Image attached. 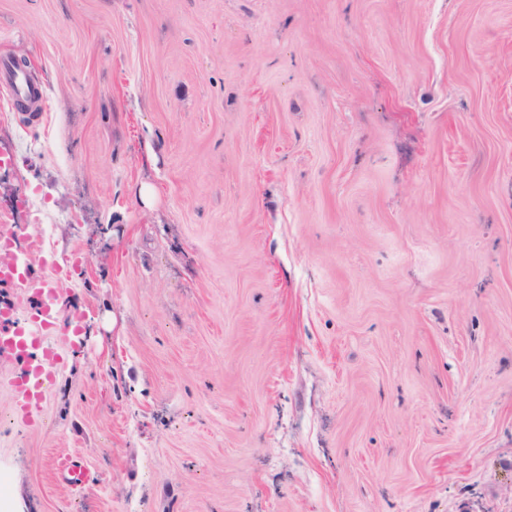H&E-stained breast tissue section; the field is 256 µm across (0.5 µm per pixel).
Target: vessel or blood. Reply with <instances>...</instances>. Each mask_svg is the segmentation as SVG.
<instances>
[{"label":"vessel or blood","instance_id":"vessel-or-blood-1","mask_svg":"<svg viewBox=\"0 0 512 512\" xmlns=\"http://www.w3.org/2000/svg\"><path fill=\"white\" fill-rule=\"evenodd\" d=\"M0 83L9 88L19 105L41 106L39 87L24 69L6 57H0ZM19 248L15 236L0 234V284L27 286L37 305L23 320L15 319L13 309H0V323L7 326L6 332H0V351L8 353L19 365L18 372L7 380L13 390V418L27 429L35 430L42 423L47 389L64 360L63 347L52 344L51 338L58 327L57 283L69 271L45 258L41 261L44 275H34L29 261L19 259Z\"/></svg>","mask_w":512,"mask_h":512}]
</instances>
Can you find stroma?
Segmentation results:
<instances>
[{
	"instance_id": "stroma-1",
	"label": "stroma",
	"mask_w": 512,
	"mask_h": 512,
	"mask_svg": "<svg viewBox=\"0 0 512 512\" xmlns=\"http://www.w3.org/2000/svg\"><path fill=\"white\" fill-rule=\"evenodd\" d=\"M2 53L82 332L40 431L0 389L5 512H512V0H0ZM0 83L6 85L19 105L26 108H38L42 104L39 87L29 74L12 62L8 57H0ZM63 458L57 469L61 480L71 485L83 483L86 480L85 468L72 456L64 455Z\"/></svg>"
}]
</instances>
